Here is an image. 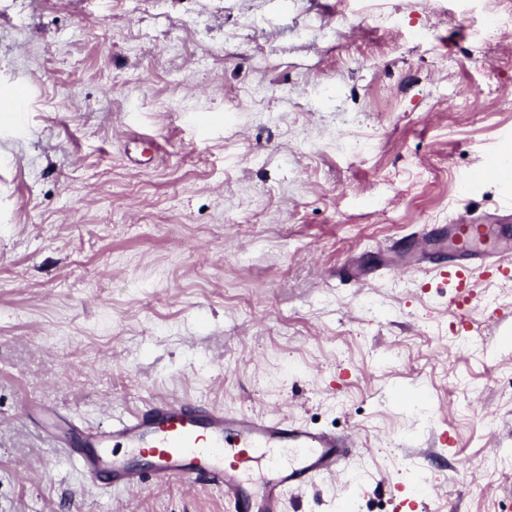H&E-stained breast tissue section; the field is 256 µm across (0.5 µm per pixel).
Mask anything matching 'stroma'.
<instances>
[{"mask_svg": "<svg viewBox=\"0 0 512 512\" xmlns=\"http://www.w3.org/2000/svg\"><path fill=\"white\" fill-rule=\"evenodd\" d=\"M498 2L0 0V512H231L51 444L158 396L348 435L286 512H512V281L475 278L465 333L379 250L502 230L512 24L470 20Z\"/></svg>", "mask_w": 512, "mask_h": 512, "instance_id": "35a3bbf8", "label": "stroma"}]
</instances>
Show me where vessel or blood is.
<instances>
[{"instance_id":"obj_1","label":"vessel or blood","mask_w":512,"mask_h":512,"mask_svg":"<svg viewBox=\"0 0 512 512\" xmlns=\"http://www.w3.org/2000/svg\"><path fill=\"white\" fill-rule=\"evenodd\" d=\"M414 239L434 254L448 249L465 255V262H449L446 270L456 284L448 305L463 329L471 327L475 272L512 280V244L488 250L484 225L426 227ZM58 446L104 487L130 491L148 482L162 489L180 480L223 493L233 512H284L287 491L336 474L353 453L344 435L170 396L150 399L110 425L84 429L80 437L59 436ZM259 466L266 475L256 487L246 475Z\"/></svg>"}]
</instances>
